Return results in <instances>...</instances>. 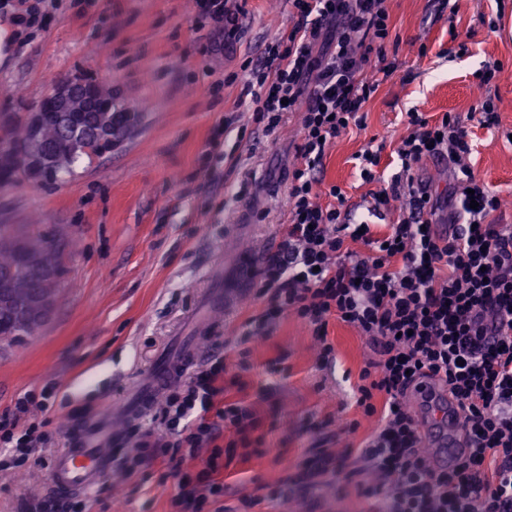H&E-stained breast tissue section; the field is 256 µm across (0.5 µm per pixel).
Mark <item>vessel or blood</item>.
Listing matches in <instances>:
<instances>
[{
  "instance_id": "obj_1",
  "label": "vessel or blood",
  "mask_w": 512,
  "mask_h": 512,
  "mask_svg": "<svg viewBox=\"0 0 512 512\" xmlns=\"http://www.w3.org/2000/svg\"><path fill=\"white\" fill-rule=\"evenodd\" d=\"M200 360L201 351L191 338L181 339L176 347L159 354L149 372L135 383L131 410L145 411L167 386L190 372ZM407 400L417 414L427 446L433 450V466L444 468L454 463L465 451L455 400L429 378L415 382L407 392ZM111 440V427L100 426L84 433L81 444L61 451L52 468L53 493L70 497L95 489L112 466L111 456L102 449Z\"/></svg>"
}]
</instances>
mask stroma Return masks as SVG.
Segmentation results:
<instances>
[{
  "label": "stroma",
  "mask_w": 512,
  "mask_h": 512,
  "mask_svg": "<svg viewBox=\"0 0 512 512\" xmlns=\"http://www.w3.org/2000/svg\"><path fill=\"white\" fill-rule=\"evenodd\" d=\"M244 11L235 36L194 29L188 0H56L39 26L15 24L0 9V114L22 115L63 77L81 72L118 85L140 122L114 151L75 164L50 187L16 181L0 187V224H32L44 234L74 238L60 254L58 303L34 335L0 340V413L49 382L57 392L47 411L85 409L125 426L128 388L156 355L187 335L201 301L223 281L234 287L276 250L288 221V175L301 142L298 115L275 131L245 111L243 66L293 25L290 0H238ZM461 0L454 20L434 19L429 0H391L398 69L363 107V127H350L327 151L320 175L349 202L370 187L353 156L369 140L382 143L378 173L400 168L395 149L410 110L429 120L457 114L474 145L472 167L499 195L496 216L512 224V0ZM465 55L448 57L457 43ZM213 52H204L205 44ZM500 63L494 89L500 126L479 127L470 113L481 91L475 77ZM240 112L244 133L224 129ZM247 194H240L241 182ZM243 302L207 312L204 355L213 342L245 329ZM334 356L318 365L311 329L295 316L272 325L249 353L227 347L240 365L242 390L266 426L265 453L234 456L218 478L224 502L236 505L256 483L282 475L279 456L293 457L322 434L327 418L358 416L353 388L374 346L350 326L330 320ZM172 486L142 481L112 467L85 512H173ZM50 471H0V512L22 501L51 502Z\"/></svg>",
  "instance_id": "1"
}]
</instances>
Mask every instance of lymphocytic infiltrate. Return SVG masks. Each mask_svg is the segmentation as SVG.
<instances>
[{"label": "lymphocytic infiltrate", "instance_id": "obj_1", "mask_svg": "<svg viewBox=\"0 0 512 512\" xmlns=\"http://www.w3.org/2000/svg\"><path fill=\"white\" fill-rule=\"evenodd\" d=\"M297 22L267 43L250 68L254 122L277 129L288 113L301 115L298 165L288 186V222L274 252L252 273L253 312L236 345L258 343L288 313L312 328L319 363L333 346L330 320L376 344L356 385L360 419L338 423L335 434L314 439L300 461L286 463L273 483L240 497L242 507L288 503L290 489L304 491L309 512L327 495L355 492L368 512H512V225L492 215L499 200L477 179L469 133L453 113L432 121L407 115L396 153L400 169L373 191L372 214L395 210L387 231L354 224L338 185L317 176L330 146L350 126L382 79L397 70L387 55L388 0H292ZM194 24L209 22L231 34L241 8L227 0H191ZM448 161L447 195L416 177L427 159ZM328 203H321V196ZM448 214L439 233L437 215ZM441 382L460 408L469 452L448 471L431 470L419 424L405 393L419 378ZM215 360L169 391L150 426L132 423L120 436L127 475L158 469L172 484L177 512H206L224 493L221 431L229 447L249 448L259 422L252 404L225 398L238 385ZM54 393L18 398L0 413L1 469L42 465L37 451L53 447L56 426L83 428L87 416L47 417ZM372 421L358 437L361 420ZM347 438L333 447L335 435ZM210 455L197 472L186 460Z\"/></svg>", "mask_w": 512, "mask_h": 512}]
</instances>
